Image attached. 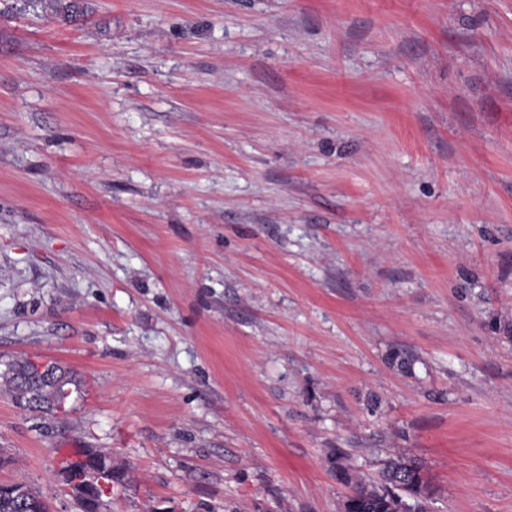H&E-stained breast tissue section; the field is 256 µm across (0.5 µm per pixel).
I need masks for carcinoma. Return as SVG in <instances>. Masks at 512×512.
Listing matches in <instances>:
<instances>
[{
    "instance_id": "obj_1",
    "label": "carcinoma",
    "mask_w": 512,
    "mask_h": 512,
    "mask_svg": "<svg viewBox=\"0 0 512 512\" xmlns=\"http://www.w3.org/2000/svg\"><path fill=\"white\" fill-rule=\"evenodd\" d=\"M3 366L0 391L9 394L18 405L50 415L66 413V401L60 393L77 385L66 367L52 361L44 373H33L28 356L7 361ZM336 479L351 487L342 503L344 512H399L402 496L417 498L415 512H428L427 503L433 494L423 464L406 456L386 460L373 478H354L338 467ZM26 490L28 499L21 505L1 493L0 512H48L39 493L29 486Z\"/></svg>"
}]
</instances>
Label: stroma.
I'll list each match as a JSON object with an SVG mask.
<instances>
[{
	"label": "stroma",
	"instance_id": "stroma-1",
	"mask_svg": "<svg viewBox=\"0 0 512 512\" xmlns=\"http://www.w3.org/2000/svg\"><path fill=\"white\" fill-rule=\"evenodd\" d=\"M0 0V483L76 512H342L423 462L512 512V0ZM338 461H331V454ZM0 365L5 367L0 370V391L9 394L18 405L50 415L67 412L65 404L72 394L70 386L78 385L66 367L51 361L44 373H32L29 356L1 361ZM64 390H69V395L62 400L60 393ZM68 464H70V459L61 462L59 472H62V467ZM107 472V468L102 465H90L62 472L61 478L69 482L70 491L74 498H80L86 490H92L100 496L98 511L94 509V494L76 501L81 512H100L104 508V497H108L112 492V483L106 479Z\"/></svg>",
	"mask_w": 512,
	"mask_h": 512
}]
</instances>
